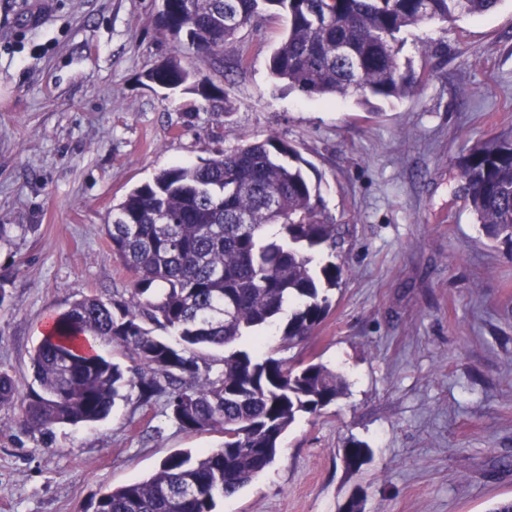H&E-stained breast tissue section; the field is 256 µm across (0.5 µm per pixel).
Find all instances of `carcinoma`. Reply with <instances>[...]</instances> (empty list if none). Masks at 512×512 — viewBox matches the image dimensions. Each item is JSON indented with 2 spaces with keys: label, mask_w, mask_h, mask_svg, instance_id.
I'll list each match as a JSON object with an SVG mask.
<instances>
[{
  "label": "carcinoma",
  "mask_w": 512,
  "mask_h": 512,
  "mask_svg": "<svg viewBox=\"0 0 512 512\" xmlns=\"http://www.w3.org/2000/svg\"><path fill=\"white\" fill-rule=\"evenodd\" d=\"M500 0H165L160 30L217 58L266 9L285 14L286 33L269 59L272 78L306 96L350 97L373 107L400 99L420 78L401 61L402 34L423 20L492 12ZM167 90L225 98L207 77L169 57L146 73ZM306 160L270 135L213 150L198 164L162 169L131 189L106 225L112 253L132 273L126 299L86 295L47 317L31 354L33 380L0 372V406L21 400L15 426L49 439L59 426L96 424L125 391L143 403L166 392L168 416L190 433L218 431L224 443L181 450L146 480L108 489L95 512H215L271 466L301 415L333 404L344 376L320 362L262 353L267 329L290 346L331 309L329 291L346 268L323 258L338 228L325 213ZM464 198L486 236L512 245V140L490 141L460 159ZM163 329L177 343L154 334ZM108 341L132 367L102 354ZM224 348L215 370L196 348ZM372 449L351 439L342 462L358 472Z\"/></svg>",
  "instance_id": "1"
}]
</instances>
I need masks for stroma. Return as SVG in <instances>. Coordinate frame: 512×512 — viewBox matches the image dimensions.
Returning a JSON list of instances; mask_svg holds the SVG:
<instances>
[{
    "instance_id": "35a3bbf8",
    "label": "stroma",
    "mask_w": 512,
    "mask_h": 512,
    "mask_svg": "<svg viewBox=\"0 0 512 512\" xmlns=\"http://www.w3.org/2000/svg\"><path fill=\"white\" fill-rule=\"evenodd\" d=\"M158 0H0V372L30 378L49 312L128 297L112 208L155 172L275 134L293 144L339 226L348 270L331 310L276 357L341 372L345 396L288 430L276 461L219 512H491L512 499V245L487 238L461 194L466 149L512 139V0L409 29L400 56L423 80L380 103L308 98L274 83L286 28L268 14L215 60L158 34ZM223 87L228 111L145 78L161 60ZM0 408V512H94L109 488L149 478L178 450L222 444L166 421L129 391L104 422L52 445ZM371 462L346 471L342 448ZM372 458V449L360 440L351 439L343 448L342 462L349 471L358 472Z\"/></svg>"
}]
</instances>
